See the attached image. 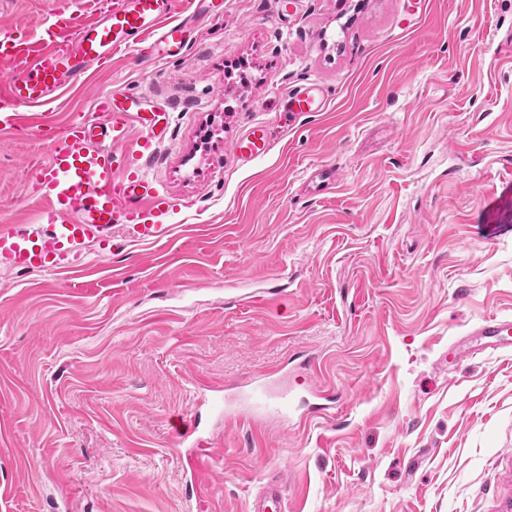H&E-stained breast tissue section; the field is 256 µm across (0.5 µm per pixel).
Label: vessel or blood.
I'll return each mask as SVG.
<instances>
[{"mask_svg":"<svg viewBox=\"0 0 512 512\" xmlns=\"http://www.w3.org/2000/svg\"><path fill=\"white\" fill-rule=\"evenodd\" d=\"M224 0H86L83 9L57 10L32 33L0 32V127L41 126L51 119L46 107L64 90L85 85L88 68L111 64L113 55L137 54L145 66L184 57L191 35L211 18L223 15ZM285 113L297 117L323 111L327 97L318 86L282 93ZM94 119H74L35 178L42 190L36 228H0V267L17 271L75 269L87 244L101 255L122 253L132 242H155L171 227L176 204L143 172L170 127V112H144L139 98L116 101L114 93L92 99ZM140 130L135 149H126L132 130ZM270 137L265 126L251 128L234 146L246 160L264 155ZM122 226L125 239L113 234ZM512 322L487 319L472 331L485 347L506 346ZM199 419H191L178 437L193 443L184 468L192 492L202 489L204 465L213 451L199 439ZM250 512H284L282 491L269 481Z\"/></svg>","mask_w":512,"mask_h":512,"instance_id":"b4317fda","label":"vessel or blood"}]
</instances>
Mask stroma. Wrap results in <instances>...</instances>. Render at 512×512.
Returning <instances> with one entry per match:
<instances>
[{
	"label": "stroma",
	"instance_id": "35a3bbf8",
	"mask_svg": "<svg viewBox=\"0 0 512 512\" xmlns=\"http://www.w3.org/2000/svg\"><path fill=\"white\" fill-rule=\"evenodd\" d=\"M55 2L0 0V30ZM116 82L171 111L172 229L0 269V512H247L272 477L290 512H512V348L436 364L512 320V0H224L188 60L116 55L49 109ZM314 83L325 111L275 112ZM51 144L0 132V225L36 223ZM261 382L290 416L255 434ZM212 388L191 498L169 421ZM270 137L265 126L251 128L234 145L236 154L246 160L264 155L269 147Z\"/></svg>",
	"mask_w": 512,
	"mask_h": 512
}]
</instances>
